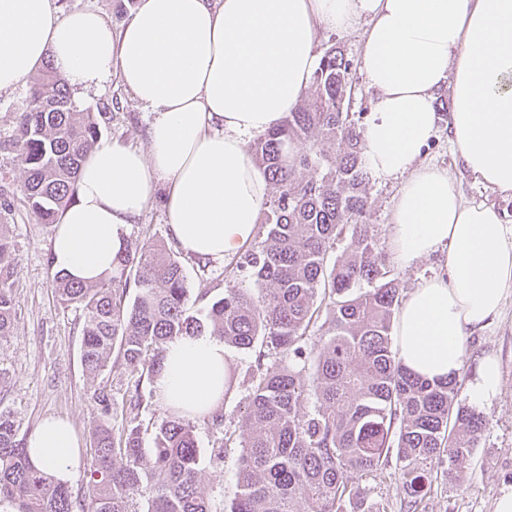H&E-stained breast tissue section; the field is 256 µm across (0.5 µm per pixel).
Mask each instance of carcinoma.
<instances>
[{"mask_svg":"<svg viewBox=\"0 0 512 512\" xmlns=\"http://www.w3.org/2000/svg\"><path fill=\"white\" fill-rule=\"evenodd\" d=\"M351 63L340 48L323 52L312 93L282 123L253 141L271 192L260 218L266 238L235 263L255 288H228L203 318L190 313L191 288L176 256L147 239L128 243L112 278L86 285L55 274L60 301L82 310L81 364L97 376L118 350L129 370L131 401L162 367L164 347L181 337L218 336L258 351L235 459L230 512H382L360 480L391 457L412 503L434 463H466L486 428L458 400V379L430 382L409 372L393 349L401 306L399 281L367 224L370 200L359 121L345 109ZM102 135L96 113L82 108L65 78L46 66L17 112L10 148L23 166L24 203L54 224L71 203L79 168ZM309 145L303 152L300 144ZM345 252L330 260L337 245ZM15 258L0 230V338L14 314ZM134 280H128V276ZM133 283L136 294L127 300ZM367 283L364 290L360 285ZM320 325L323 336L308 338ZM312 412L300 414L308 397ZM88 496L78 499L29 459L26 440L0 412V502L15 512H215L198 480L193 426L171 413L152 454L132 419L114 433L112 396L96 393ZM124 459L117 467L115 456Z\"/></svg>","mask_w":512,"mask_h":512,"instance_id":"obj_1","label":"carcinoma"}]
</instances>
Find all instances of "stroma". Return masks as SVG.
Listing matches in <instances>:
<instances>
[{
    "mask_svg": "<svg viewBox=\"0 0 512 512\" xmlns=\"http://www.w3.org/2000/svg\"><path fill=\"white\" fill-rule=\"evenodd\" d=\"M369 24L359 21L346 31H323L320 47L336 43L344 47L352 66L349 109L368 119L372 92L361 71L360 49ZM27 88L0 95V193L15 196L24 173L13 162L8 141L14 128L15 115L21 107ZM118 100L119 106L103 111V104ZM82 107L98 111L102 138L147 149L146 127L148 114L116 78H109L98 89L78 95ZM428 163L447 169L455 178L464 197L482 201L503 211L512 220V198L475 183L465 170L450 143L446 121H439L435 136L426 149ZM399 182L393 178L370 176L367 192L371 209L367 217L380 247H387L390 234V211ZM165 187H158L144 212L131 224L129 241L146 236L164 242L169 250L177 245L166 223ZM0 229L4 230L18 261L14 284L15 316L9 336L0 339V412L10 416L18 438H25L49 416L67 419L80 442V469L69 488L75 497L87 493L86 473L93 464L90 452L92 431L100 416L94 400L98 388L112 395L116 415L114 428H122L129 416H138L142 423L145 447H152L158 427L168 419L167 411L157 403L134 406L127 392L129 377L119 357H112L107 369L97 377L83 372L80 363V309L60 303L51 286L50 255L54 228L36 221L22 201L16 200L12 211L0 213ZM191 289L211 284L209 300L194 304L197 315H205L210 300L223 297L226 288L251 287L245 273L232 272L224 261H202L180 254ZM467 353L459 370V397L471 401V388L477 378L484 356L497 358L500 365V386L497 394L476 404L475 409L487 421V428L472 459L449 477L438 469L426 494L418 500L416 510H409V498L399 477L396 465L386 466L381 473L362 481L368 498L383 507L385 512H493L501 491L512 487V295L507 296L502 314L488 327L470 332L465 338ZM230 362L235 381L224 399V430L241 431L245 405L255 369V353L231 349ZM200 465L198 479L211 497L215 507L229 505L235 486L233 456L223 462L213 460L222 432L212 429L208 419L194 420Z\"/></svg>",
    "mask_w": 512,
    "mask_h": 512,
    "instance_id": "35a3bbf8",
    "label": "stroma"
}]
</instances>
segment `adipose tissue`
<instances>
[{
    "label": "adipose tissue",
    "instance_id": "obj_1",
    "mask_svg": "<svg viewBox=\"0 0 512 512\" xmlns=\"http://www.w3.org/2000/svg\"><path fill=\"white\" fill-rule=\"evenodd\" d=\"M371 29L362 63L373 91L364 157L399 188L389 246L399 266L437 257L394 325L402 364L430 380L457 373L468 331L486 327L512 294V225L465 199L447 170L424 163L436 93L450 88L451 144L474 180L512 196V0H138L113 28L57 0H0V94L53 63L80 91L118 82L149 112L148 151L113 142L88 153L76 198L53 235L54 272L86 282L112 276L129 226L157 185L179 248L229 259L253 241L269 182L247 137L278 126L312 85L319 31ZM223 340L185 336L166 347L155 399L188 418L224 401ZM72 425L48 418L27 441L55 481L77 474Z\"/></svg>",
    "mask_w": 512,
    "mask_h": 512
}]
</instances>
